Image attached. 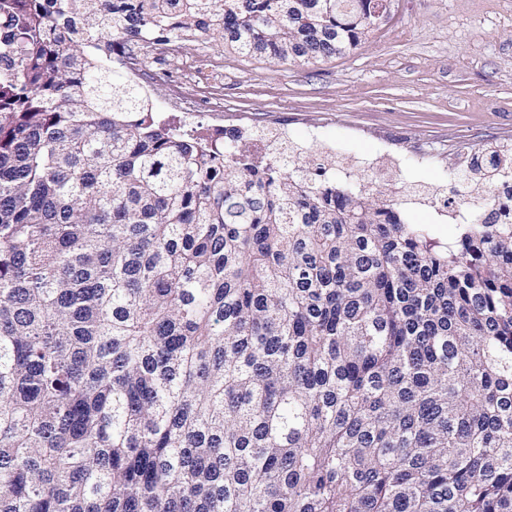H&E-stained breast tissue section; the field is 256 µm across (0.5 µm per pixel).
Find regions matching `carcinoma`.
<instances>
[{
	"label": "carcinoma",
	"mask_w": 512,
	"mask_h": 512,
	"mask_svg": "<svg viewBox=\"0 0 512 512\" xmlns=\"http://www.w3.org/2000/svg\"><path fill=\"white\" fill-rule=\"evenodd\" d=\"M390 0H0V512H512V223L440 243L152 112L139 30L313 64Z\"/></svg>",
	"instance_id": "1"
}]
</instances>
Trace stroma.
I'll use <instances>...</instances> for the list:
<instances>
[{"instance_id": "1", "label": "stroma", "mask_w": 512, "mask_h": 512, "mask_svg": "<svg viewBox=\"0 0 512 512\" xmlns=\"http://www.w3.org/2000/svg\"><path fill=\"white\" fill-rule=\"evenodd\" d=\"M390 17L352 53L318 64L251 59L219 36L147 59L141 80L154 112L200 131L283 128L309 168L369 154L402 162L376 177L409 223L448 243L454 219L413 200L422 187L455 196L454 171L472 153L512 141V0H391ZM222 49L224 81L204 62Z\"/></svg>"}]
</instances>
